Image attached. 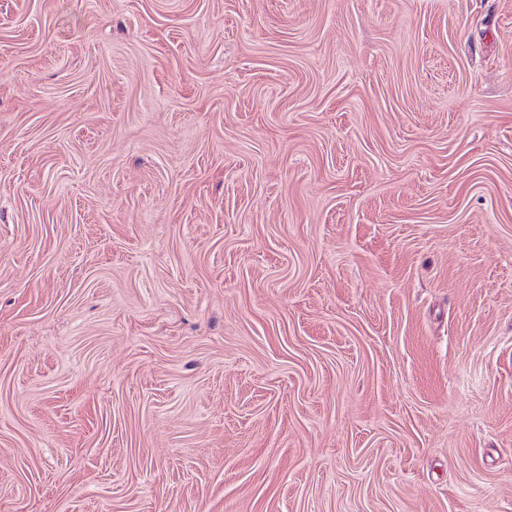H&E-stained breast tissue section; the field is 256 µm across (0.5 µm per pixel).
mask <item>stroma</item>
<instances>
[{"instance_id": "stroma-1", "label": "stroma", "mask_w": 512, "mask_h": 512, "mask_svg": "<svg viewBox=\"0 0 512 512\" xmlns=\"http://www.w3.org/2000/svg\"><path fill=\"white\" fill-rule=\"evenodd\" d=\"M0 512H512V0H0Z\"/></svg>"}]
</instances>
